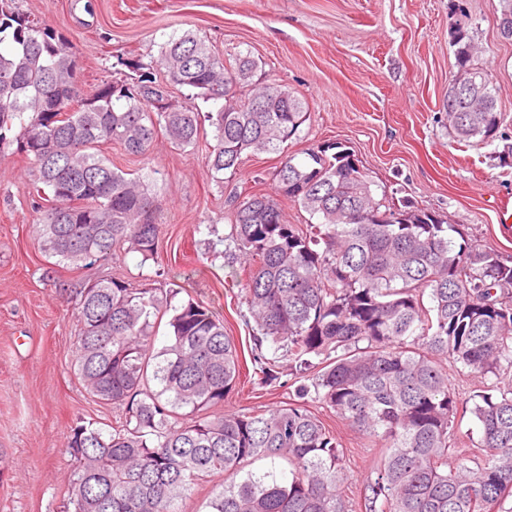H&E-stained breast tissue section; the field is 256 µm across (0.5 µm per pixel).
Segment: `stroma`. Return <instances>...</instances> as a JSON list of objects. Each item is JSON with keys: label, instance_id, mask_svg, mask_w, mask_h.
Here are the masks:
<instances>
[{"label": "stroma", "instance_id": "stroma-1", "mask_svg": "<svg viewBox=\"0 0 512 512\" xmlns=\"http://www.w3.org/2000/svg\"><path fill=\"white\" fill-rule=\"evenodd\" d=\"M20 11L67 38L92 87L120 72L126 58L149 61L169 37L192 32L225 54H251L265 79L301 98L310 115L292 154L340 142L356 155L380 197L444 215L480 249L512 264V223L497 212L512 199V39L502 36L501 0H17ZM478 48L503 116L494 139L459 141L448 128V84L456 70L454 33ZM213 142L204 127L195 147L158 139L148 158L116 144L103 153L119 168L150 177L163 201L158 258L143 260L128 246L111 260L72 269L41 249L40 217L29 195L27 160L0 146V512H63L73 459L71 427L110 429L112 408L88 395L73 374L79 331L73 303L59 291L111 275L138 285L178 289L223 319L235 341L240 378L224 412L271 408L295 396L288 362L279 379L257 383L255 323L240 297L247 267L228 262L232 214L228 198L275 192V153L249 156L216 183L205 163ZM346 450L353 508L363 501L376 458L351 428L322 411Z\"/></svg>", "mask_w": 512, "mask_h": 512}]
</instances>
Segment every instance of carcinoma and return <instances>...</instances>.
Instances as JSON below:
<instances>
[{
  "mask_svg": "<svg viewBox=\"0 0 512 512\" xmlns=\"http://www.w3.org/2000/svg\"><path fill=\"white\" fill-rule=\"evenodd\" d=\"M454 44L490 111H471L462 92L448 126L462 141L488 142L501 125L493 88L464 31ZM121 65L128 72L83 90L62 35L0 0V145L17 144L36 194L50 193L51 205L35 203L43 252L83 267L127 242L142 261L156 258L161 200L112 164L105 143L137 157L160 136L186 149L205 120L214 140L206 164L218 183L249 154H281L277 192L319 222L301 228L276 199L235 195L228 258L248 262L241 299L256 345L272 349L253 357L261 383L279 379L282 358L304 383L275 408L226 414L239 354L206 306L175 305L173 289L108 276L70 292L80 323L75 374L112 406L114 423L77 425L67 436L65 512H186L195 487L217 475L224 480L207 512H352L344 448L312 403L379 447L364 512H495L512 497V265L431 211L377 198L338 142L301 160L285 153L307 111L287 87L258 77L250 54L226 58L186 33L162 43L152 64ZM170 85L210 110H158L151 94ZM166 314L169 342L156 352L152 319ZM450 366L482 378L468 397L479 459L448 460L464 405L448 385Z\"/></svg>",
  "mask_w": 512,
  "mask_h": 512,
  "instance_id": "1",
  "label": "carcinoma"
}]
</instances>
